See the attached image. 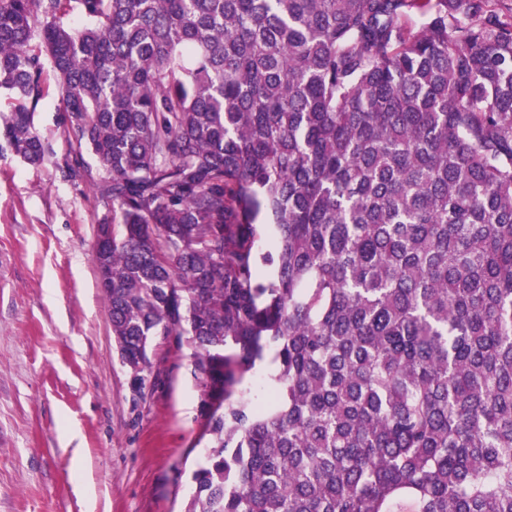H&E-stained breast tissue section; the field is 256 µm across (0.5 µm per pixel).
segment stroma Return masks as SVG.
<instances>
[{
    "label": "stroma",
    "mask_w": 512,
    "mask_h": 512,
    "mask_svg": "<svg viewBox=\"0 0 512 512\" xmlns=\"http://www.w3.org/2000/svg\"><path fill=\"white\" fill-rule=\"evenodd\" d=\"M32 167L0 154V512H182L206 448L190 352L155 345L142 388L122 365L92 259L104 210L72 152L52 72Z\"/></svg>",
    "instance_id": "1"
}]
</instances>
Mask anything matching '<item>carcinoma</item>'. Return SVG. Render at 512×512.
Here are the masks:
<instances>
[{"mask_svg":"<svg viewBox=\"0 0 512 512\" xmlns=\"http://www.w3.org/2000/svg\"><path fill=\"white\" fill-rule=\"evenodd\" d=\"M46 64L65 174L90 176L84 148L104 172L122 363L140 387L157 337L191 350L208 442L184 512H512V16L0 0V152L32 166ZM266 375L267 370L265 366L263 364L257 365L242 387L245 395L255 403L261 404L266 401L267 389L264 385Z\"/></svg>","mask_w":512,"mask_h":512,"instance_id":"cac0c4a2","label":"carcinoma"}]
</instances>
